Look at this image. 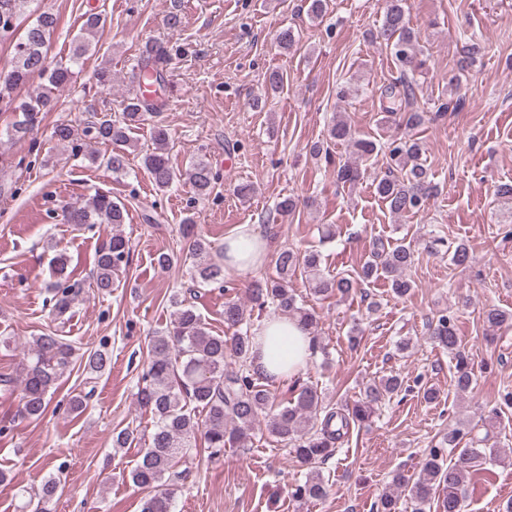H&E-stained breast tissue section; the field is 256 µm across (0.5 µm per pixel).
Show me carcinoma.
Returning a JSON list of instances; mask_svg holds the SVG:
<instances>
[{
	"mask_svg": "<svg viewBox=\"0 0 512 512\" xmlns=\"http://www.w3.org/2000/svg\"><path fill=\"white\" fill-rule=\"evenodd\" d=\"M30 2L32 0H0V33L13 31ZM102 23L99 13L86 17L76 38L70 66L54 63L48 56L49 42L57 26L53 13L41 12L26 28L23 38L15 45L11 70L0 82V99L6 101L15 115L6 130L8 136L25 137L34 128L39 114L53 110L56 102L51 90H60L71 82L75 75L72 66L78 64V59L88 51L90 36ZM380 36L391 47L402 73L425 65L418 59L419 36L408 25L404 0H389ZM462 53L466 62L475 63L485 53L482 40L470 35L464 41ZM170 60L165 43H146L136 63L139 79L148 77L151 83L162 86ZM34 74L45 78L49 90L26 99L15 97L14 91ZM166 104L167 101L157 95L131 97L124 104L121 116L115 119L108 113H89L83 133L96 143L112 146V151L102 157L103 164L114 174L125 173L132 131L146 116L160 113ZM328 133L332 139L350 141L360 157L367 158L377 149L375 141L354 137L350 124L339 116ZM153 142V150L143 154L142 163L159 189L170 187L184 176L197 196L210 194L218 179L210 164L200 160L182 175L175 171L166 152L168 131L165 127L155 126ZM388 149L389 167L376 179V194L392 214L420 210L437 192V186L422 163L421 144L413 138L395 139ZM360 177V169L350 164H343L336 170V182L344 186L355 184ZM62 216L67 224L89 229L98 224L117 227L125 221V209L113 201L109 193L97 191L83 202L63 205ZM183 237L189 241V254L194 260L192 283L204 287L223 285L224 263L210 258V244L194 233V221L190 218L184 222ZM129 257V241L116 232L99 248L93 278V288L99 295H112L119 272L128 264ZM413 259L411 246L399 243L387 248L378 240L357 277L353 278L324 273L316 250L300 253L284 249L275 260L276 276L254 281L251 300L260 307L268 306L279 314L297 319L311 335L313 352H321L326 359L328 352L315 335L316 316L298 305L288 288V279L300 273L310 281L314 294L335 293L343 298L360 283L382 276L388 280L393 295L403 297L412 288L404 272ZM54 277L49 284V291L53 293L52 313L61 320L78 297L82 285L70 279L66 258L61 255L55 258ZM169 302L173 308L170 325L150 340L149 361L137 392L140 408L155 419L149 445L142 449L131 471L133 484L146 491L141 512H173L174 486L186 478V471H179L177 467L192 449L197 435H203L210 455L218 456L228 446L247 445L262 421L268 434L291 447L296 461L309 469L305 481L288 489L292 501L300 507L309 501L326 498L329 483L318 471L319 465L333 458L338 444L352 426L371 422L378 405L402 390L403 380L396 375L370 380L358 400L352 404L340 402L334 407L323 405V393L316 387L303 385L293 399L281 407L255 371L254 328L241 303L234 299L224 301V324L234 329L233 336L227 340L210 332L185 295L175 292ZM484 321L487 331L493 335L512 325V314L490 309L485 312ZM428 330L430 339L448 350L454 362L456 389L462 393L471 390L473 367L461 345L453 317L440 314L429 323ZM75 354V347L54 332L32 338L22 367L21 416L29 419L44 416L49 405L48 395L69 368ZM110 363L111 358L105 351L88 353L85 361L87 380H94ZM202 410L205 411L203 417L200 416ZM473 430L468 422L455 423L426 450L418 471L412 474L394 472L388 490L374 505L375 512H400L403 502L410 505L411 512H427L433 507L436 512H463L461 486L477 460L486 454L480 444L489 440V435L479 438L473 435ZM465 438L468 445L462 448L460 444ZM139 442L137 430L128 427L113 435L116 448ZM450 448L459 449L452 463L447 462ZM59 487L60 481L55 478L46 480L38 496L29 498L25 507L31 512H52Z\"/></svg>",
	"mask_w": 512,
	"mask_h": 512,
	"instance_id": "obj_1",
	"label": "carcinoma"
}]
</instances>
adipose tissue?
Returning <instances> with one entry per match:
<instances>
[{
	"label": "adipose tissue",
	"mask_w": 512,
	"mask_h": 512,
	"mask_svg": "<svg viewBox=\"0 0 512 512\" xmlns=\"http://www.w3.org/2000/svg\"><path fill=\"white\" fill-rule=\"evenodd\" d=\"M272 241L258 234L249 224L238 226L224 238V266L238 274L259 267ZM257 353L254 366L261 376L274 381L290 380L305 369L310 357V339L297 322L269 317L256 332Z\"/></svg>",
	"instance_id": "obj_1"
}]
</instances>
